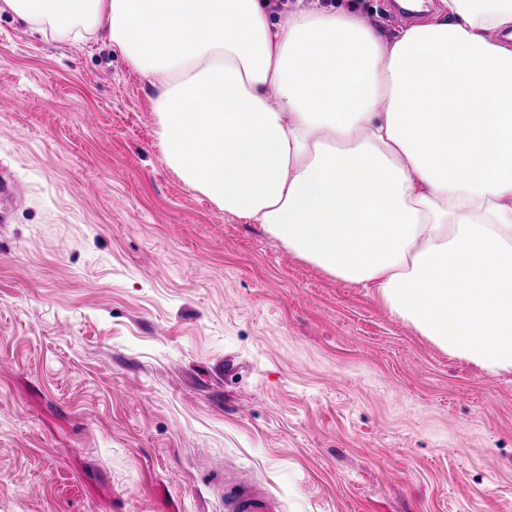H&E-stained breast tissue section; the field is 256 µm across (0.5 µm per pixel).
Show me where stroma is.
Wrapping results in <instances>:
<instances>
[{"instance_id":"obj_1","label":"stroma","mask_w":512,"mask_h":512,"mask_svg":"<svg viewBox=\"0 0 512 512\" xmlns=\"http://www.w3.org/2000/svg\"><path fill=\"white\" fill-rule=\"evenodd\" d=\"M387 37L391 0H333ZM0 512H512V373L182 182L117 48L0 9ZM280 502L265 489L235 480L225 495V512H280Z\"/></svg>"}]
</instances>
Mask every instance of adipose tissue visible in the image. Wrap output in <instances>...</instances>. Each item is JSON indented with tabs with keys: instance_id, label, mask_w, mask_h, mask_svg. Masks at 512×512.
Wrapping results in <instances>:
<instances>
[{
	"instance_id": "adipose-tissue-1",
	"label": "adipose tissue",
	"mask_w": 512,
	"mask_h": 512,
	"mask_svg": "<svg viewBox=\"0 0 512 512\" xmlns=\"http://www.w3.org/2000/svg\"><path fill=\"white\" fill-rule=\"evenodd\" d=\"M108 40L187 187L374 289L452 357L512 371V0H440L385 41L300 0H5Z\"/></svg>"
}]
</instances>
